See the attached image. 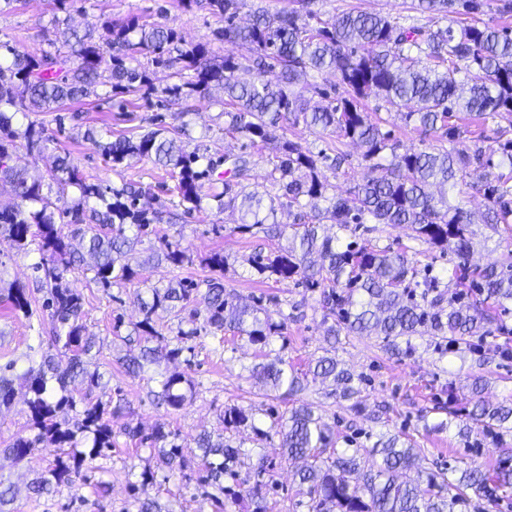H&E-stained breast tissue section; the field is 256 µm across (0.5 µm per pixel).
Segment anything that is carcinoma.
I'll list each match as a JSON object with an SVG mask.
<instances>
[{"mask_svg": "<svg viewBox=\"0 0 512 512\" xmlns=\"http://www.w3.org/2000/svg\"><path fill=\"white\" fill-rule=\"evenodd\" d=\"M241 0H179L186 9H205L224 21L214 31V39L238 44L246 54L211 55L204 43L187 44L172 29L159 22L132 16L122 22L110 19L102 32L81 28L67 21L60 38L50 40L47 48L28 52L17 45L0 41V181L10 184L11 206L0 210V234H7L20 251L36 246L40 258L39 290L46 293L42 307L51 311L55 325L46 337L38 368L21 375L12 373L15 362L0 366V408L11 405L15 387L25 390L33 437H18L0 451L21 461L39 445L62 449L50 466L31 482L36 495L56 491L81 474L88 459L102 455L115 446L112 425L105 415L118 417L121 404L93 398L104 389L103 375L90 370L85 357L96 346L82 323L83 297L69 287L66 277L75 271L91 272L100 288H111L132 281L136 246L157 235L155 224L162 220L158 212L140 204L149 190L139 184L120 189L103 186L81 174L71 155L64 150L50 155V179L57 186V197L44 192L40 180H31L26 171L11 165L13 152L24 149L28 155L42 157L53 139L43 127L24 122L31 112H63L68 102L99 96V88L123 96L117 107H129L128 95L142 91H160L180 114H190L189 102L223 93L224 130L246 139L249 145L273 146L272 169L263 190L246 191L250 180L252 155L218 158L188 150V123L171 129L158 128L137 135H112L110 129H90L87 139L104 159L116 167L133 158H152L165 168L175 184L170 191L178 198L183 213L205 210L204 200L216 202L241 213L237 229L254 230L270 239L287 244L267 255L255 253L244 259L250 273L292 280L320 291L322 323L331 345L342 336L375 335L384 347L410 355L411 336L430 337L442 352L464 347L470 352L480 348L472 342L476 333L484 336L512 335L503 322L512 304V253L497 265L480 267L471 261L474 231L471 213L448 201V189L466 187L482 193L486 209L481 223L494 232L508 231L512 225L511 174L489 172L482 181H468L473 167H489L485 152L473 141V149L444 146L442 141L424 149L396 152L390 133L371 122L362 101L374 94L397 109L407 124L424 133L444 129L448 142L460 136L454 121L458 112L478 116L512 115V31L507 27L481 25L476 16L484 12L485 0H418L421 12L448 16L463 15L459 28L432 29L405 27L380 14L342 12L332 22L311 24L317 17L315 0H296L288 11L253 15L251 23L240 27L235 18ZM171 71L175 82L157 89L140 58ZM251 64L255 78L242 82L237 72L243 62ZM324 71L339 77L341 96L324 106H310L303 91L294 86L309 85V79ZM276 73V81L266 74ZM287 118L321 128L328 136L348 138L365 147L364 158L372 162L373 176L345 197H328V183L320 167L337 170L344 161L333 145L314 153L279 133ZM391 160L378 162L385 152ZM225 164L224 191L204 192V181L218 166ZM295 210L294 223L282 224L277 211ZM70 216L71 230L64 232L57 219ZM328 220L336 232L322 233V221ZM371 221L375 224H404L410 238L432 248L451 250L457 261L451 275L453 290L432 274L431 265H421L420 251L408 246L395 250L355 239L356 230ZM80 239L79 246L71 243ZM152 258L174 268H183L190 258L179 243L163 240ZM5 300L11 309L32 315L27 289L12 284ZM279 307L275 296L257 298L241 304L226 291L224 276L198 281L175 275L164 287H151L147 296L137 295L142 319L134 325L140 351L129 355L122 366L129 375L138 376L146 366L161 360H178L192 352L189 345L205 329L218 343L222 334L245 336L248 342L264 350L263 361L251 368V376L274 391L294 395L305 389L308 378L330 379L341 398L361 392L365 381L340 366L334 356H322L315 365L299 370L282 355L268 347L282 335L289 320L301 318L298 307L272 320L263 301ZM166 314L192 325L178 329L168 337L156 329V320ZM482 379H473L470 391L473 404L466 417L457 408V387L448 382V403L434 411L447 418L426 425L431 431L457 429L458 436L500 433L512 430V405H490L479 397ZM195 384L181 373H172L160 381L154 400L172 411H180L194 398ZM74 413V421L60 419L62 413ZM224 428L250 426L257 435L268 433L256 427L253 415L242 409H230L222 416ZM280 436L274 454L281 458L301 459L298 469L299 494L309 499L310 512H456L467 505L468 491L505 492L512 489V463L504 461L493 473L477 467H448L437 471L422 468V449L400 434L382 433L373 445L370 457L358 450H337L336 433L322 416L308 405L292 408L274 424ZM124 434L141 447L155 452L170 469L180 471L185 484L216 485L226 493L229 508L247 497L256 503L255 512H265L263 502L272 480H264L268 457L259 459L254 475H241L250 451L224 443V436L212 438L203 432L197 439L198 469L190 473L184 450L175 434L163 423L150 433L124 427ZM413 470L415 479L398 481L397 472ZM241 487L237 491L221 485L224 476ZM137 512H173L168 505L149 494L154 475L140 474Z\"/></svg>", "mask_w": 512, "mask_h": 512, "instance_id": "1", "label": "carcinoma"}]
</instances>
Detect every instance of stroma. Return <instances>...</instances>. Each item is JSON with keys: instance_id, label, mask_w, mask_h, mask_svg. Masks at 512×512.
Segmentation results:
<instances>
[{"instance_id": "1", "label": "stroma", "mask_w": 512, "mask_h": 512, "mask_svg": "<svg viewBox=\"0 0 512 512\" xmlns=\"http://www.w3.org/2000/svg\"><path fill=\"white\" fill-rule=\"evenodd\" d=\"M417 0H317L315 8L321 21L328 22L343 11H362L389 16L400 24L428 26L429 15L416 10ZM82 13L78 20L82 26L100 28L105 19L122 21L132 16H147L173 29L189 43L209 44L213 56L223 58L232 53L243 55L238 45L215 40L214 30L220 27L218 17L204 9L186 10L177 0H76ZM62 12L56 0H15L11 10L0 13V40L17 41L30 51L45 48L48 39L54 38L55 21ZM192 113L188 120L194 145L240 154L251 152L254 161L251 181L263 182L270 169L271 148L253 150L247 140L224 131L223 108L215 99L192 100ZM363 108L372 121L382 130L391 131L400 149H422L435 142L436 133H422L401 120L395 109L382 98L369 96ZM74 111L79 120L58 122L55 113L33 112L29 118L45 128L60 148L70 152L73 162L88 178L108 187L119 188L126 183H143L153 186L150 200L152 209L160 212V235L178 241L182 250L191 258L184 266L182 276L201 279L209 270L203 258L220 251L228 259L224 270V285L242 302L249 303L258 297L278 296L281 307H270V314L290 312L299 306L303 319L289 322L285 340H274L273 349L283 350L290 361L305 365L323 355L327 346L322 322L320 296L293 282L259 281L247 274L245 258L256 251L271 252L275 242L260 233H240L237 230L239 215L232 210H209L193 215L176 213L174 197L165 189L169 178L163 167L150 159H131L119 168L106 164L90 142L84 140L86 128L107 127L113 133L141 132L158 126L179 125L177 108L161 104L156 96L137 98L135 107L121 112L110 100L100 97L77 103ZM288 139L298 142L311 151H319L327 143H335L345 160L337 173L328 175L329 191L347 195L357 184L366 180L371 170L365 161L364 149L359 144L340 138L330 140L320 129L302 123L284 121ZM158 238L144 240L136 248V260L142 265L138 278L125 287L106 290L90 285L83 273L68 275L70 288L84 297L83 324L89 335L95 336L98 349L92 352L93 363L99 365L107 384L109 396H121L123 414L112 419L115 445L108 455L86 462L83 472L86 481L59 487L56 492L37 496L28 489L29 484L56 458L57 448L48 446L32 449L21 462L0 455V481L12 484L16 490L11 505L13 512H129L132 499L131 482L137 481L144 469L154 471V491L173 512H215L211 496L213 487L184 488L178 473L157 467L148 449L140 448L123 433L124 426L139 427L150 431L155 424L166 423L183 446L189 468H196L200 433L209 431L223 434L231 443H244L251 448L253 458L265 452L266 441L254 433L255 428H268L270 420L265 409L278 414L288 413L303 403L312 404L325 421L334 427L338 448L354 445L360 454H368L379 434L401 432L409 435L417 447L423 448L425 467H466L480 465L492 467L505 459H512V432L500 435H472L463 440L456 430L428 432L424 429L423 414L437 401L448 397L449 382L464 386L469 379L480 376L486 381L483 397L491 403L512 404V360L505 361L497 353L499 346L512 349V336L487 337L477 353L448 352L438 354L427 337H412L414 351L408 356L387 353L380 339L374 336H351L338 344L336 356L345 367L367 379L358 396L343 399L333 395L332 383H309L295 396L269 390L261 382L251 379L249 369L259 360L256 346L246 339L225 333L223 349H215L212 337L200 334L193 340L195 347L191 361H163L148 366L144 373L132 377L120 366L119 357L137 352L134 342V325L141 314L136 303L137 294L152 286H164L173 275L167 264L149 262L152 249L158 248ZM39 260L37 252L18 251L14 243L0 236V282L16 283L28 290H35L33 266ZM40 316L28 319L11 313L0 306V365L15 361L17 372H25L39 363V334H46L53 327L48 312L40 308V300H33ZM123 315L122 326H115V315ZM179 372L191 378L196 395L183 410L171 413L157 405L153 393L160 381L171 373ZM241 408L252 412L254 427L225 429L220 416L225 410ZM294 464L276 460L272 472L277 485L274 494L265 501L266 512H308L296 493L293 482Z\"/></svg>"}]
</instances>
